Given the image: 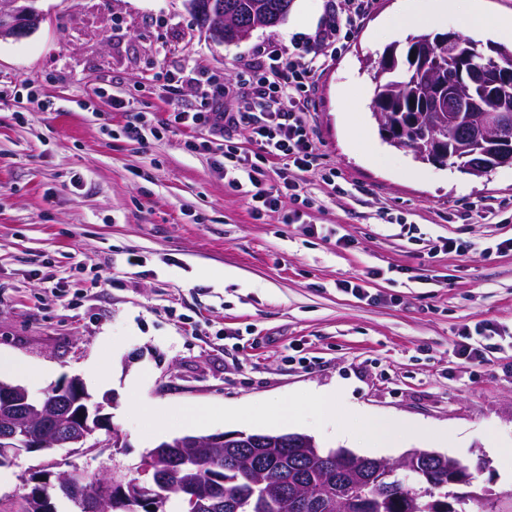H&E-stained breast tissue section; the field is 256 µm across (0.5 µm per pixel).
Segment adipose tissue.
<instances>
[{
	"mask_svg": "<svg viewBox=\"0 0 512 512\" xmlns=\"http://www.w3.org/2000/svg\"><path fill=\"white\" fill-rule=\"evenodd\" d=\"M452 15L459 19L465 31H490L499 37L512 39V16L486 13L472 2L465 5L461 0H429L425 6L420 5L418 0H403L396 17V28L429 33L447 22ZM339 435L347 441L353 440L354 436H362L369 440V449L373 452L393 448L400 439L394 423L381 422L366 414L358 420L355 429L340 430Z\"/></svg>",
	"mask_w": 512,
	"mask_h": 512,
	"instance_id": "adipose-tissue-1",
	"label": "adipose tissue"
}]
</instances>
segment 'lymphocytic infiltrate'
Segmentation results:
<instances>
[{"instance_id": "obj_1", "label": "lymphocytic infiltrate", "mask_w": 512, "mask_h": 512, "mask_svg": "<svg viewBox=\"0 0 512 512\" xmlns=\"http://www.w3.org/2000/svg\"><path fill=\"white\" fill-rule=\"evenodd\" d=\"M345 3L343 14L329 16L325 28L316 34L319 52L268 54L259 68L253 105L228 112L219 101L210 99L203 109L191 112L185 110L175 95L168 101L169 123L176 128L213 131L247 126L249 150L242 151L225 143L214 145L207 140L202 146L214 148L218 168L223 170L228 185L247 200L253 215L276 210L285 197L302 201L306 206L311 203L300 178L318 158V148L303 119L309 109V92L327 64L329 52H341L373 0H345ZM276 160L287 162L291 170L284 174L279 185L272 186L266 180V168Z\"/></svg>"}]
</instances>
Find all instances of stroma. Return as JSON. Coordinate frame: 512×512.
<instances>
[{
	"label": "stroma",
	"instance_id": "obj_1",
	"mask_svg": "<svg viewBox=\"0 0 512 512\" xmlns=\"http://www.w3.org/2000/svg\"><path fill=\"white\" fill-rule=\"evenodd\" d=\"M332 2L294 0L280 25L217 44L183 0H37L39 29L0 40V353L34 371L13 382L35 397L81 378L111 423L87 452L0 467V512H20L35 467L135 478L155 446L185 435L186 409L275 402L297 407V433L327 449L357 451L335 436L357 413L397 421L408 439L382 460L443 451L471 473L461 512H512L487 449L512 448V250L497 248L512 223L480 217L512 206V166L477 177L382 139L367 66L408 41L391 27L399 0H375L317 80L304 119L319 157L303 175L315 202L301 223H284L288 199L253 217L212 154L189 148L210 132L165 128L166 71L219 75L211 96L237 108L240 74L307 42ZM102 83L109 97L94 95ZM116 98L150 112L158 134L127 139ZM350 100L365 136L346 127ZM330 169L364 194L337 196L321 179ZM449 238L466 249L443 250ZM356 277L368 298L343 289ZM466 339L482 361L459 355ZM330 390L333 426L314 405ZM417 425L459 441L411 439Z\"/></svg>",
	"mask_w": 512,
	"mask_h": 512
}]
</instances>
